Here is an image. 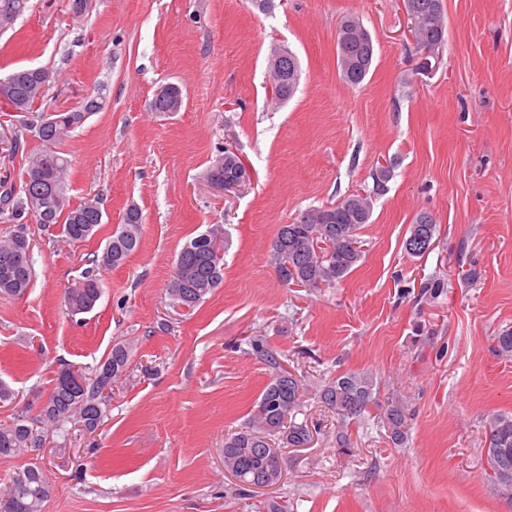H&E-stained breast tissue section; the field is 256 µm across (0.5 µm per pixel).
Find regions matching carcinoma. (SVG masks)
Here are the masks:
<instances>
[{"label":"carcinoma","mask_w":512,"mask_h":512,"mask_svg":"<svg viewBox=\"0 0 512 512\" xmlns=\"http://www.w3.org/2000/svg\"><path fill=\"white\" fill-rule=\"evenodd\" d=\"M30 0H0V31L10 28L28 9ZM414 7V37L428 56L439 55L447 28L441 0H405ZM337 64L343 78L352 86L368 75L374 56L372 39L360 19L345 18L336 34ZM7 98L14 108L32 115L29 128L41 147L25 156L27 180L23 195L0 180V214H7L11 226L0 234V296L21 297L30 288L34 268L26 217L34 218L40 228L60 225L64 240L70 244L91 238L103 222V212L96 201L69 205L66 188L70 162L56 146L83 123L87 115L103 107V101L88 99L83 107L71 112L41 109L45 101L43 85L49 74L41 68H19L7 75ZM182 104L180 87L170 84L160 88L152 102L155 112H177ZM219 173L231 182L246 185L247 170L241 159L226 150L208 167L206 174ZM388 168L374 174V185L367 195H348L327 207L308 209L294 224L279 225L271 245V259L280 282L286 286L297 281L307 288L333 285L349 273L362 256L359 230L369 223L373 200L385 192ZM437 225L431 214L422 212L410 225L405 251L422 256L418 237L434 239ZM143 217L130 206L123 214L100 252L92 254L91 264L112 269L122 266L142 243ZM224 225L214 224L208 234L186 243L173 264L167 286L171 299L189 308L202 302L218 288L224 274ZM101 292L97 279L88 274L78 286L68 289L65 306L75 316L93 310ZM252 351L262 357L270 379L261 393L256 414L247 425L224 437V469L234 472L239 487H265L278 483L284 458L283 448H304L312 441V430L302 414L307 384L303 377L288 372L277 353L268 349L257 336L249 340ZM132 349L123 344L112 346L107 358L92 373L77 370L82 382L67 379L71 365L57 370L46 404L34 419L16 415L0 423V458L28 456L33 465L13 476L0 494V512H42L50 494L41 466L36 463L47 436L65 431L73 423L94 432L107 417L112 382L126 373ZM377 382L368 372L348 371L321 386V403L343 420L361 416L376 401ZM379 426L393 444L407 438L408 406L401 398L391 397L381 405ZM485 444L492 448L486 460L491 478L498 488L512 493V416L496 415L489 421Z\"/></svg>","instance_id":"1"}]
</instances>
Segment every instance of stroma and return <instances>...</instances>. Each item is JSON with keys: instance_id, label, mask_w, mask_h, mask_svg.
Returning <instances> with one entry per match:
<instances>
[{"instance_id": "stroma-1", "label": "stroma", "mask_w": 512, "mask_h": 512, "mask_svg": "<svg viewBox=\"0 0 512 512\" xmlns=\"http://www.w3.org/2000/svg\"><path fill=\"white\" fill-rule=\"evenodd\" d=\"M442 3L445 44L429 72L403 0H273L266 11L254 0H92L78 19L72 0H30L0 33V78L40 67L51 109L105 103L58 146L70 204H100L98 234L68 244L59 226L31 227L33 284L0 297V380L16 394L0 422L37 415L61 364L89 372L114 344L134 351L98 430L50 436L43 512H266L271 499L288 512H512L483 451L489 418L512 415V359L492 350L512 328V0ZM349 15L375 49L355 87L337 67ZM279 47L297 56L300 80L275 105L267 67ZM168 83L182 89L180 111H153ZM0 125L21 143L14 156L0 146V178L18 184L23 153L40 143L23 114L0 111ZM225 149L250 176L231 197L203 177ZM386 164L361 261L332 286H284L271 261L279 226L371 189ZM132 205L140 249L92 270ZM423 212L437 233L414 257L404 242ZM214 224L226 231L224 281L197 307L178 305L166 291L174 260ZM90 270L101 296L69 316L64 294ZM433 277L443 294L420 297ZM252 336L305 377L316 432L285 449L278 484L244 493L224 470V437L249 422L269 379ZM346 371L406 399L402 445L376 410L344 425L316 397Z\"/></svg>"}]
</instances>
